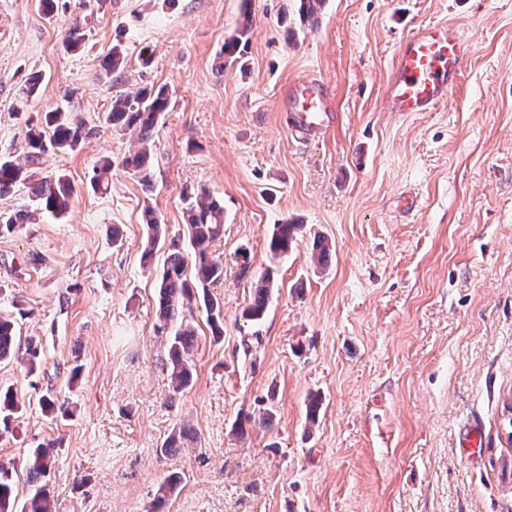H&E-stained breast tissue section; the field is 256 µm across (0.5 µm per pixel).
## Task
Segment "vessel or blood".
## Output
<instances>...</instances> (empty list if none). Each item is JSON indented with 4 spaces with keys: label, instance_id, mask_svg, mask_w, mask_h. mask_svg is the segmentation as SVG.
I'll return each mask as SVG.
<instances>
[{
    "label": "vessel or blood",
    "instance_id": "obj_1",
    "mask_svg": "<svg viewBox=\"0 0 512 512\" xmlns=\"http://www.w3.org/2000/svg\"><path fill=\"white\" fill-rule=\"evenodd\" d=\"M471 46L457 26L424 24L400 45L384 96L388 112H430L455 88ZM288 133L297 142L313 144L334 124L332 95L318 79L291 86Z\"/></svg>",
    "mask_w": 512,
    "mask_h": 512
}]
</instances>
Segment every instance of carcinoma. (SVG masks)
Wrapping results in <instances>:
<instances>
[{
	"label": "carcinoma",
	"mask_w": 512,
	"mask_h": 512,
	"mask_svg": "<svg viewBox=\"0 0 512 512\" xmlns=\"http://www.w3.org/2000/svg\"><path fill=\"white\" fill-rule=\"evenodd\" d=\"M251 15L244 12L243 22L224 43V53L231 54L250 31ZM87 30L79 22L73 23L65 35V46L76 50L85 45ZM124 62L120 43H115L102 60L103 78L110 79ZM170 93L165 87H144L135 93L117 92L112 97V111L107 122L112 131L121 135L128 130L137 131L140 148L123 160V165L134 172L141 185L148 191L153 188V164L151 139L158 117L167 111ZM88 134L83 122L71 112L56 110L44 116L39 129L27 132V161L39 163L48 148L57 151H74ZM112 164L105 162L94 168L91 187L100 191L108 187ZM28 178L26 168L9 156H0V197L13 192L15 187ZM74 186L68 174L57 172L42 181L32 192L34 207L10 213L0 212V233H12L20 225L30 221L36 212L49 213L55 217L69 207ZM187 237L190 253H185L176 240L169 245V254L157 281L158 310L157 331L163 332L174 323L179 328L167 336L171 380L176 391L186 389L192 381L190 356L195 348V332L184 322L186 315L193 313L196 305L204 306L213 338L221 340L224 335V313L220 298L209 294L208 287L224 279V260L214 257L209 248L224 232V206L205 189L194 194L187 204ZM148 250L144 259L150 260L155 245L166 234L158 216L152 209L145 211ZM301 224H276L269 238L268 249L274 256L291 249L302 232ZM194 264L193 280H188V262ZM273 281L271 273H265L256 283L252 298L241 312L247 321H259L264 316L271 295ZM16 328L12 316L0 313V363L9 361L16 354ZM24 402L13 390L0 392V425L8 430L15 413L21 411ZM55 463L54 449L41 446L33 448L24 462L25 482L30 491L22 502H17V467L0 463V512H52L46 477Z\"/></svg>",
	"instance_id": "carcinoma-1"
}]
</instances>
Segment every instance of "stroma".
Masks as SVG:
<instances>
[{"instance_id":"obj_1","label":"stroma","mask_w":512,"mask_h":512,"mask_svg":"<svg viewBox=\"0 0 512 512\" xmlns=\"http://www.w3.org/2000/svg\"><path fill=\"white\" fill-rule=\"evenodd\" d=\"M245 9L249 39L224 58ZM76 21L92 37L69 51ZM436 23L472 44L458 85L434 111H384L402 39ZM117 40L125 62L106 80L100 63ZM35 73L30 106L15 112ZM310 76L338 117L306 146L288 136L284 96ZM151 85L174 97L152 138L148 192L122 165L135 139L104 119L115 92ZM53 109L91 134L34 167L69 175L66 214L0 235V312L42 357L33 373L0 364V387L31 402L0 434V462L55 446V512H150L173 472L169 512H512V0H325L315 26L300 23L296 0H99L91 11L56 0L50 15L42 0H0V155L24 160L28 129ZM105 158L112 184L96 191ZM202 188L224 202L211 247L224 279L209 287L224 338L195 312L193 379L176 393L155 330L168 248L143 268L144 210L183 239ZM287 221L305 231L272 257L268 239ZM316 235L332 246L322 270ZM268 268L267 311L246 322ZM50 389L68 415L42 411ZM182 427L193 442L161 455Z\"/></svg>"}]
</instances>
